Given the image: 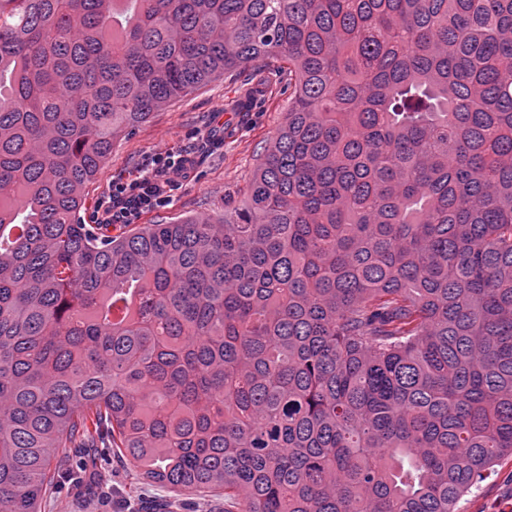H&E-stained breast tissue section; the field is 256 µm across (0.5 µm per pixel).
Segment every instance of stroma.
Returning a JSON list of instances; mask_svg holds the SVG:
<instances>
[{
	"instance_id": "35a3bbf8",
	"label": "stroma",
	"mask_w": 512,
	"mask_h": 512,
	"mask_svg": "<svg viewBox=\"0 0 512 512\" xmlns=\"http://www.w3.org/2000/svg\"><path fill=\"white\" fill-rule=\"evenodd\" d=\"M242 91L240 81L217 79L152 112L132 134L114 140L99 177L84 194L83 223L93 221L100 200L107 197L111 179L135 175L145 158L160 152H193L198 167L193 178L165 207L143 213V224H168L190 215H220L228 203L243 201L257 159L288 112V86L274 85L271 95L259 97L252 111L237 112L233 102ZM223 126L224 140L213 144L209 133ZM95 494L67 488L47 493L41 512H137L141 501L169 503L170 512H222L221 500L197 496L187 499L165 486L147 484L134 469L112 461L92 474ZM460 512H512V455L502 456L490 475L459 504Z\"/></svg>"
}]
</instances>
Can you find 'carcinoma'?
<instances>
[{"label":"carcinoma","instance_id":"cac0c4a2","mask_svg":"<svg viewBox=\"0 0 512 512\" xmlns=\"http://www.w3.org/2000/svg\"><path fill=\"white\" fill-rule=\"evenodd\" d=\"M278 61L242 204L81 223L115 139ZM70 448L224 512H458L512 454V0H0V509Z\"/></svg>","mask_w":512,"mask_h":512}]
</instances>
